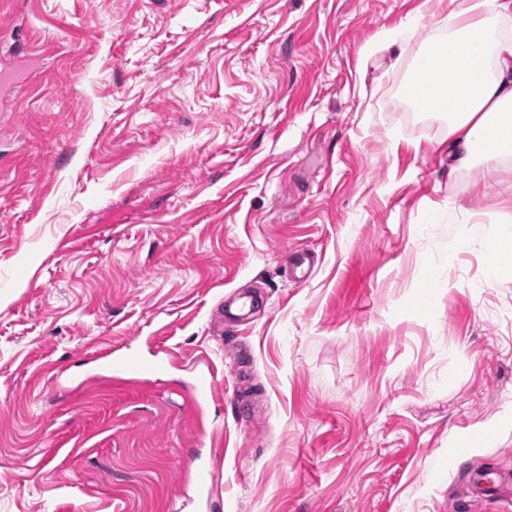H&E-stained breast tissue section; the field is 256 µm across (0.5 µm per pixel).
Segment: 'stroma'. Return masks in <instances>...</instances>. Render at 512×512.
Wrapping results in <instances>:
<instances>
[{
	"mask_svg": "<svg viewBox=\"0 0 512 512\" xmlns=\"http://www.w3.org/2000/svg\"><path fill=\"white\" fill-rule=\"evenodd\" d=\"M447 14L0 0V68L30 71L0 96V512H203L194 456L224 512H459L486 466L512 486V278L487 273L512 158L450 170L405 94ZM234 289L262 302L218 328ZM131 337L113 382L96 358ZM314 259L308 252L297 250L288 259V269L297 283H304L314 268ZM219 381L214 374L207 370L201 377L200 383L194 387L186 396L187 402L194 409H201L203 404L208 401L213 390L217 387Z\"/></svg>",
	"mask_w": 512,
	"mask_h": 512,
	"instance_id": "35a3bbf8",
	"label": "stroma"
}]
</instances>
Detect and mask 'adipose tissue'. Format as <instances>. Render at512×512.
Here are the masks:
<instances>
[{
    "label": "adipose tissue",
    "instance_id": "obj_1",
    "mask_svg": "<svg viewBox=\"0 0 512 512\" xmlns=\"http://www.w3.org/2000/svg\"><path fill=\"white\" fill-rule=\"evenodd\" d=\"M511 18L512 0H448V37L436 47L448 62V79L416 86L421 97L454 98L446 127L456 169L512 156V41L498 30Z\"/></svg>",
    "mask_w": 512,
    "mask_h": 512
}]
</instances>
